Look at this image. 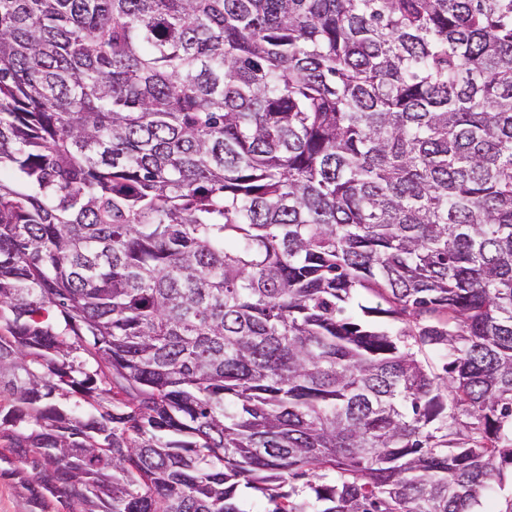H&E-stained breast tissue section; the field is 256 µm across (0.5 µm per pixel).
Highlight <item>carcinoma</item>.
Returning <instances> with one entry per match:
<instances>
[{
  "mask_svg": "<svg viewBox=\"0 0 512 512\" xmlns=\"http://www.w3.org/2000/svg\"><path fill=\"white\" fill-rule=\"evenodd\" d=\"M13 457L40 512H474L512 464V0H0Z\"/></svg>",
  "mask_w": 512,
  "mask_h": 512,
  "instance_id": "1",
  "label": "carcinoma"
}]
</instances>
